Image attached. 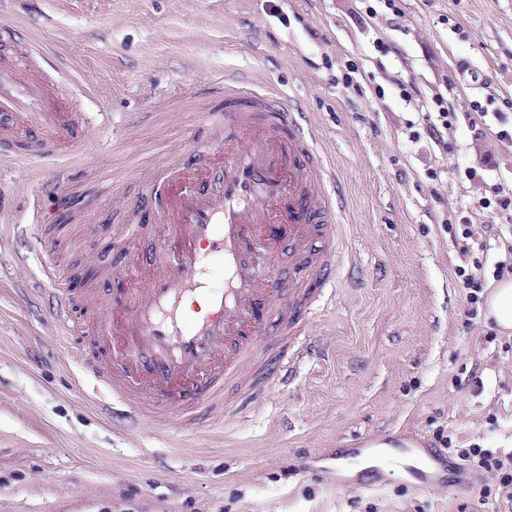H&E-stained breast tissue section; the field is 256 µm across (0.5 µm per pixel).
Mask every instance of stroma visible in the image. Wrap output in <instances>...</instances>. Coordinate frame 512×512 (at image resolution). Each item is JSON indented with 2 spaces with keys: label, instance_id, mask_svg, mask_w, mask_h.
Segmentation results:
<instances>
[{
  "label": "stroma",
  "instance_id": "35a3bbf8",
  "mask_svg": "<svg viewBox=\"0 0 512 512\" xmlns=\"http://www.w3.org/2000/svg\"><path fill=\"white\" fill-rule=\"evenodd\" d=\"M397 5L396 17L382 0H0L15 44L41 49L90 116L60 161L63 191L31 188L42 159L0 161V512H501L482 494L496 477L462 471L437 436L512 451V338L472 312L454 275L471 259L448 232L469 218L480 279L512 244V220L476 206L512 188V142L496 136L512 121V0ZM237 73L315 118L349 254L291 384L226 390L224 424L203 416L182 437L130 428L84 368L91 306L120 260L112 188L141 199L155 156L187 160L186 129L224 105L206 89ZM173 93L185 101L168 105ZM439 96L456 111L446 128ZM44 244L68 273L64 337Z\"/></svg>",
  "mask_w": 512,
  "mask_h": 512
}]
</instances>
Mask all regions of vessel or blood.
<instances>
[{"label": "vessel or blood", "mask_w": 512, "mask_h": 512, "mask_svg": "<svg viewBox=\"0 0 512 512\" xmlns=\"http://www.w3.org/2000/svg\"><path fill=\"white\" fill-rule=\"evenodd\" d=\"M65 90L42 69L0 53V143L26 135L31 158L74 146L87 115ZM214 90L224 96V111L204 113L203 135H190L198 162L155 170L153 221L165 229L157 250L140 249L146 225H122L125 260L109 273L118 288L94 304L105 360L89 371L128 417L178 434L201 407L218 412L227 385H253L262 350L288 352L287 362L266 365L272 383L284 365L304 361L311 351L304 318L317 307L342 240L327 191L335 172L302 113L241 78H225ZM209 259L220 263L222 281H214ZM285 260L291 268L284 280ZM50 286L59 297L54 319L67 327L60 273ZM191 299L204 309L189 318ZM273 314L281 329L270 336Z\"/></svg>", "instance_id": "b4317fda"}]
</instances>
